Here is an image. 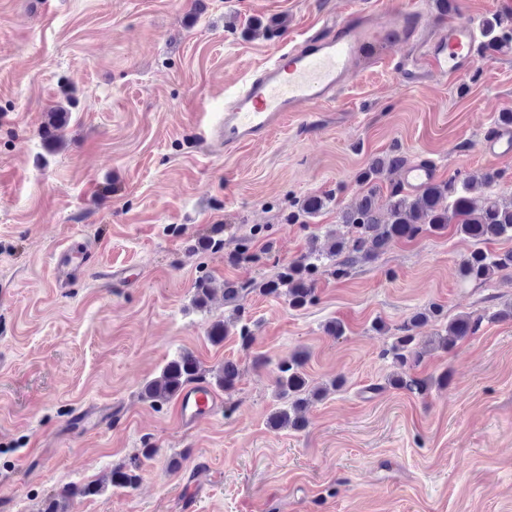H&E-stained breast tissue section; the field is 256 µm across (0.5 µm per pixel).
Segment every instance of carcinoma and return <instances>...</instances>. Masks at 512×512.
Instances as JSON below:
<instances>
[{
  "instance_id": "cac0c4a2",
  "label": "carcinoma",
  "mask_w": 512,
  "mask_h": 512,
  "mask_svg": "<svg viewBox=\"0 0 512 512\" xmlns=\"http://www.w3.org/2000/svg\"><path fill=\"white\" fill-rule=\"evenodd\" d=\"M255 30H263L267 36L280 35L286 29V19L275 18L253 24ZM486 48L494 51L507 38L499 29L498 22L486 26ZM69 122V112L57 106L46 113L42 127L43 140L56 146L63 141L64 131ZM409 159L398 148L373 158L358 174L362 187L358 201L340 209L337 223L346 231H329L325 242L312 236L307 246L297 257L280 266L270 279L247 278L224 282V301L233 305L232 321L214 323L208 336L212 343L220 344L229 335L237 337L244 348L255 340L251 322L246 318L244 301L253 294L285 297L293 310L304 309L317 301L319 276L327 273L342 279L357 268L376 262L391 246L399 241H412L426 233H436L453 224L456 232L474 242L472 249L461 261L459 273L463 280L484 284L504 270H512V249L492 253L483 245L498 240H512V202L504 203L498 197L486 192V188L500 178L499 172L487 171L478 180L469 177L432 182L415 194L406 191L401 181L395 179ZM388 180L387 192L381 193V178ZM332 201V194H312L296 199L289 205L287 215L290 224H308L312 218L325 209ZM194 303L204 307L210 301L214 288L209 276L195 281ZM483 317L469 313L448 318L443 307L431 303L404 319L394 327L384 322L376 328L392 333L393 341L383 356L391 360L396 371L388 378V384L396 389L417 396L427 394L432 387L448 385V373L436 378H418L409 374L408 369L421 363L429 349L448 351L457 342L476 334ZM431 322L442 323L441 330L428 340H421L418 329ZM306 357L301 351L288 356L277 365L275 385L278 398L288 401V407L278 409L269 418L274 428H288L301 431L307 420L303 410L323 400L331 391L343 387L339 378L322 387L310 386L304 372ZM240 367L234 360L224 365L214 376L216 385L229 393L235 389L240 378ZM203 376L198 360L185 352L169 361L160 375L146 383L141 391L143 400L154 404L163 403L174 397L181 388ZM140 480L139 465H120L112 469L111 484L117 488H133ZM102 491L97 482L81 486H65L48 495L42 502L40 512H71L75 499L92 496Z\"/></svg>"
}]
</instances>
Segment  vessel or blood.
Returning <instances> with one entry per match:
<instances>
[{"label": "vessel or blood", "mask_w": 512, "mask_h": 512, "mask_svg": "<svg viewBox=\"0 0 512 512\" xmlns=\"http://www.w3.org/2000/svg\"><path fill=\"white\" fill-rule=\"evenodd\" d=\"M483 55L475 30L467 23L453 20L444 25L410 5L358 9L259 66L225 99L224 119L210 134L230 153L265 140L288 113L335 101L351 77L366 68H390L405 86L418 87L435 74L460 79ZM481 147L492 158L511 155L512 127L493 128ZM435 176V166L423 160L408 163L402 179L416 191ZM90 267L86 251H61L54 268L57 287H68ZM221 405V397L203 382L184 387L177 398L179 419L186 426L211 418Z\"/></svg>", "instance_id": "vessel-or-blood-1"}]
</instances>
